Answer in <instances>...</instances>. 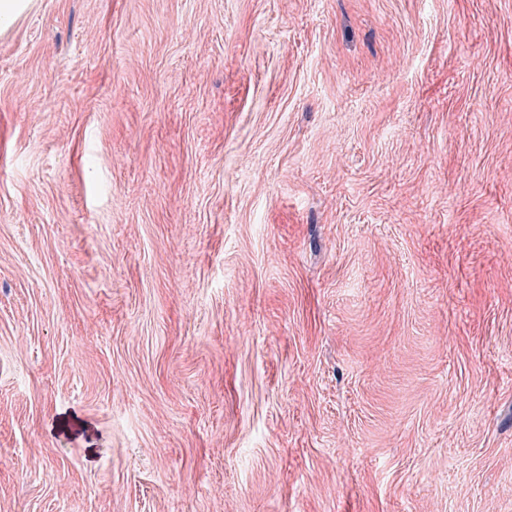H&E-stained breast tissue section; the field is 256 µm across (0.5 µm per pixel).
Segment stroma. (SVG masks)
<instances>
[{
  "instance_id": "1",
  "label": "stroma",
  "mask_w": 512,
  "mask_h": 512,
  "mask_svg": "<svg viewBox=\"0 0 512 512\" xmlns=\"http://www.w3.org/2000/svg\"><path fill=\"white\" fill-rule=\"evenodd\" d=\"M0 512H512V0L0 34Z\"/></svg>"
}]
</instances>
